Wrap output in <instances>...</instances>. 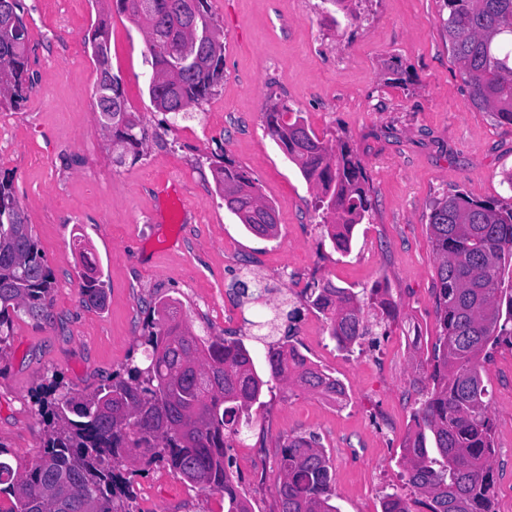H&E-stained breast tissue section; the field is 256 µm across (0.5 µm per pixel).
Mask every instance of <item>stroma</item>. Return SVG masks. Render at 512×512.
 <instances>
[{"label":"stroma","mask_w":512,"mask_h":512,"mask_svg":"<svg viewBox=\"0 0 512 512\" xmlns=\"http://www.w3.org/2000/svg\"><path fill=\"white\" fill-rule=\"evenodd\" d=\"M33 86L0 112V179L10 181L51 268L50 321L14 320L0 352V448L25 470L44 444L37 394L52 380L96 388L140 356L158 300L177 302L194 334L243 339L256 360L255 323L275 310L270 339L295 344L348 388L337 404L297 386L266 395L244 442L226 450L253 512H278L283 443L316 436L333 466L340 512H380L384 494L410 495L401 447L439 335L437 259L428 228L437 199L512 201V125L476 108L448 49L443 0H352L336 19L325 0H209L224 38V79L175 122L148 95L145 34L116 0H20ZM109 33L112 73L148 132L144 153L116 163L95 112L97 73L87 41ZM285 102L316 134L348 141L371 186L370 216L341 256L322 241L317 188L267 134L263 111ZM254 178L273 202L278 235L249 233L211 172L215 152ZM82 237L106 283V307L82 300ZM387 285L388 333L338 350L323 316L305 308L308 285ZM248 294H241L240 284ZM492 393L496 512H512V347L485 365ZM130 512H224L221 495L160 465H140Z\"/></svg>","instance_id":"stroma-1"}]
</instances>
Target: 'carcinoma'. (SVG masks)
<instances>
[{"label": "carcinoma", "mask_w": 512, "mask_h": 512, "mask_svg": "<svg viewBox=\"0 0 512 512\" xmlns=\"http://www.w3.org/2000/svg\"><path fill=\"white\" fill-rule=\"evenodd\" d=\"M142 2L152 20L145 31L149 96L175 119L224 79V41L208 0H198L197 12L187 14L180 10L183 0ZM444 3L448 48L473 104L512 124V0ZM27 40L19 0H0V112L19 108L32 88ZM88 46L95 64L111 62L106 30L95 29ZM97 87L98 123L121 149L119 157L141 155L147 133L128 111L112 71ZM263 122L305 180L321 188L316 210L333 249L350 253L356 225L369 216L371 189L348 142L328 144L282 102L271 104ZM213 178L224 199L249 188L232 212L248 231L277 236L278 225L256 223L255 212L275 207L263 200L247 171L220 155ZM429 231L437 256L440 334L432 389L414 412L416 430L403 447L407 484L427 498L429 512H495V431L484 364L498 346L512 347V287H502L512 280V206L476 202L462 193L446 196L432 208ZM74 246L83 259L84 301L102 307L106 283L82 238ZM54 285L11 184L1 179L0 344L10 338L18 313L50 317ZM308 300L329 321V336L342 351L394 318L395 306L378 284L358 293L327 282L311 289ZM153 312L158 322L143 342L144 360L130 361L89 393L57 381L42 388L43 453L22 473L0 460V494L11 497L10 507L0 512H121L116 499L131 496L121 469L143 459L163 464L202 492L221 494L224 512H251L225 463V448L249 426L253 406L264 405V393L295 384L334 395L340 403L348 398L342 381L294 345L266 344L262 374L243 339L193 334L172 301L154 303ZM278 468V512H338L330 459L315 436L288 440ZM381 512L412 510L395 492L382 497Z\"/></svg>", "instance_id": "carcinoma-1"}]
</instances>
